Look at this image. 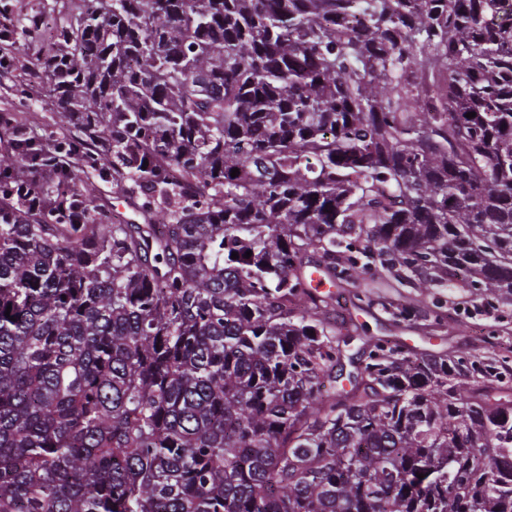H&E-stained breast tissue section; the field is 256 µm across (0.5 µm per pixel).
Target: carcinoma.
<instances>
[{"instance_id":"carcinoma-1","label":"carcinoma","mask_w":512,"mask_h":512,"mask_svg":"<svg viewBox=\"0 0 512 512\" xmlns=\"http://www.w3.org/2000/svg\"><path fill=\"white\" fill-rule=\"evenodd\" d=\"M80 2L65 135L0 113V512H512V360L348 370L304 273L512 295V0ZM94 187L101 202L105 206L106 213L110 220L120 219L124 221L138 220L135 210L129 202V195L133 190L131 183H113L102 181L98 178L93 179Z\"/></svg>"}]
</instances>
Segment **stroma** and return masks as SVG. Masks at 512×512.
Segmentation results:
<instances>
[{"label":"stroma","instance_id":"35a3bbf8","mask_svg":"<svg viewBox=\"0 0 512 512\" xmlns=\"http://www.w3.org/2000/svg\"><path fill=\"white\" fill-rule=\"evenodd\" d=\"M79 0H0V29L12 27L16 20L41 19L42 40L30 45L10 37L0 39V57L9 59L12 76L0 85V112H15L24 118L36 137L54 136L52 109L41 91V76L35 75L38 54L48 52L57 26L66 24L78 12ZM33 85L32 96L20 102L15 88L20 83ZM378 305L356 307L350 297L352 286L334 289L336 311L351 318L363 336H393L418 351L435 353L468 351L491 356L499 350H512V302L502 300L494 308H485L480 298L465 288L463 282L432 289L421 294L408 279L378 271L375 280L367 282ZM385 301L415 303L416 313L407 319H396L382 309ZM448 313V326L442 332H429L435 306Z\"/></svg>","mask_w":512,"mask_h":512}]
</instances>
